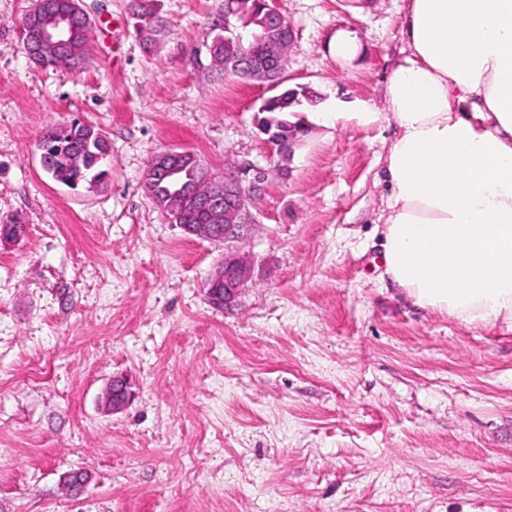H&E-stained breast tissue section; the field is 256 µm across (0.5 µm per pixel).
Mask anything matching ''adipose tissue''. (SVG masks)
Masks as SVG:
<instances>
[{"mask_svg":"<svg viewBox=\"0 0 512 512\" xmlns=\"http://www.w3.org/2000/svg\"><path fill=\"white\" fill-rule=\"evenodd\" d=\"M405 30L384 112L320 115L396 127L383 279L415 306L512 328V0H410Z\"/></svg>","mask_w":512,"mask_h":512,"instance_id":"ef3b65f1","label":"adipose tissue"}]
</instances>
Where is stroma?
<instances>
[{"instance_id":"obj_1","label":"stroma","mask_w":512,"mask_h":512,"mask_svg":"<svg viewBox=\"0 0 512 512\" xmlns=\"http://www.w3.org/2000/svg\"><path fill=\"white\" fill-rule=\"evenodd\" d=\"M221 0H84V69L35 68L0 0V512H512V330L413 306L381 278L375 222L387 122L309 132L280 161L257 125L267 86L209 54ZM408 0H277L293 31L283 85L346 112L384 109L408 51ZM360 54L336 56L337 31ZM109 140L97 185L52 181L43 129ZM188 149L215 175L265 179L250 230L190 236L143 189ZM251 282L225 307V254ZM134 398L107 411L113 377ZM88 481L73 488L67 475ZM251 272V264L246 256L233 253L225 255L222 270L207 282L209 298L216 305L230 304L251 279Z\"/></svg>"}]
</instances>
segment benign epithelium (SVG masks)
Instances as JSON below:
<instances>
[{"instance_id":"7a95c632","label":"benign epithelium","mask_w":512,"mask_h":512,"mask_svg":"<svg viewBox=\"0 0 512 512\" xmlns=\"http://www.w3.org/2000/svg\"><path fill=\"white\" fill-rule=\"evenodd\" d=\"M264 20L261 30L251 31L238 24L241 5L238 0H226L224 6V42L233 41L243 47L238 54L224 58L221 67L224 74L246 80L261 82L271 90L281 85L283 57L276 52V46L292 39V29L286 18L276 7V0H262ZM74 14H54L44 0H36L24 14V24L30 28L33 41L28 45V58L39 65L44 59L57 54H73L76 62H81L74 43L78 27L72 22ZM267 135V143L276 150L277 155L292 154L297 142L295 136L282 137L271 128L260 125ZM182 162L195 166L198 176L212 183L214 203L208 210L210 223L183 224L178 207L167 209L172 222L179 223L188 235L210 239L239 238L249 223L248 203L256 182L244 185L243 173L226 171L224 178L218 180L197 160L190 150L163 151L150 161L143 177L147 192L154 191L158 177L173 164ZM26 231L23 224H4L0 226V243L17 241ZM251 279V264L248 258L240 254L224 256V266L214 277L208 280V295L216 305H227L236 297L238 291ZM134 396L129 382L123 377L112 378V384L105 395V407L112 411L124 409Z\"/></svg>"}]
</instances>
